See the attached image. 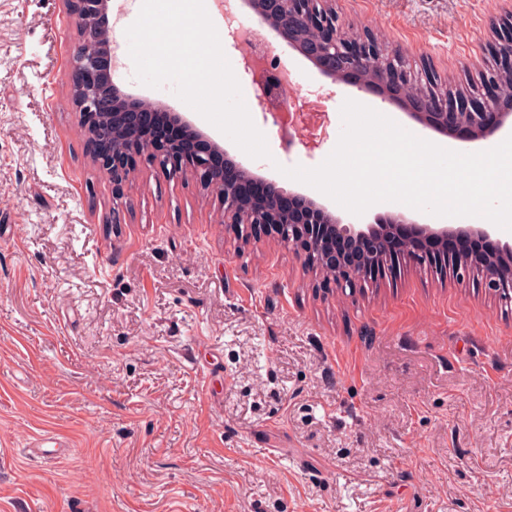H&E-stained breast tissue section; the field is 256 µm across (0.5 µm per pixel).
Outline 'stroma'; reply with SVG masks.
Here are the masks:
<instances>
[{"label": "stroma", "instance_id": "stroma-1", "mask_svg": "<svg viewBox=\"0 0 512 512\" xmlns=\"http://www.w3.org/2000/svg\"><path fill=\"white\" fill-rule=\"evenodd\" d=\"M506 0H336L348 29L456 82ZM212 22L240 83L234 6ZM302 111L294 145L253 113L256 165L172 84L121 92L181 113L230 158L281 174L334 150L345 99L269 27ZM65 0H0V512H512V313L484 288L407 266L353 293L276 240L241 244L188 175L148 161L115 187L68 100ZM127 200L120 223L112 207ZM50 435L70 445L33 452Z\"/></svg>", "mask_w": 512, "mask_h": 512}]
</instances>
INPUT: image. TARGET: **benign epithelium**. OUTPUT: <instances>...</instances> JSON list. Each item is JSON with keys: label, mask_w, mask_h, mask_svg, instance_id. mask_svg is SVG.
Segmentation results:
<instances>
[{"label": "benign epithelium", "mask_w": 512, "mask_h": 512, "mask_svg": "<svg viewBox=\"0 0 512 512\" xmlns=\"http://www.w3.org/2000/svg\"><path fill=\"white\" fill-rule=\"evenodd\" d=\"M72 4L71 21L76 45L71 61L70 93L82 116L81 132L96 139L105 151L96 157L101 167L122 183L136 158L142 154L163 174L191 173L220 199L222 222L231 230L238 224L251 225V232H266L292 250L310 269L330 270V282L340 290L362 287L375 276L400 268L398 260L425 264L435 255L423 250L435 242L444 250L448 263L456 267L461 280L477 281L495 294H512V244L495 240L492 256L475 258L448 243L465 236L492 237L488 224H416L404 215H378L370 224H346L318 200L285 191L273 181L235 165L229 159L219 163L223 149L191 156L181 150L180 141L162 146L144 145L134 123L118 126L116 111L142 112L140 98L122 94L117 86L98 82L110 36L97 24L107 12L109 0H65ZM259 25H269L276 35L313 62L323 75L336 82H350L358 91L394 104L424 127L462 142L488 140L512 119V102L505 103L500 76L512 72V25H493L491 50L496 64L484 75L476 93L458 94L446 88L429 94L428 73L413 69L398 49L381 46L374 37L353 35L343 30L336 12V0H246ZM257 107L268 114L273 104L285 100L282 87L271 84L256 96ZM170 120L184 138L202 137L191 122L177 112ZM402 230L406 250H390L389 234Z\"/></svg>", "instance_id": "obj_1"}]
</instances>
